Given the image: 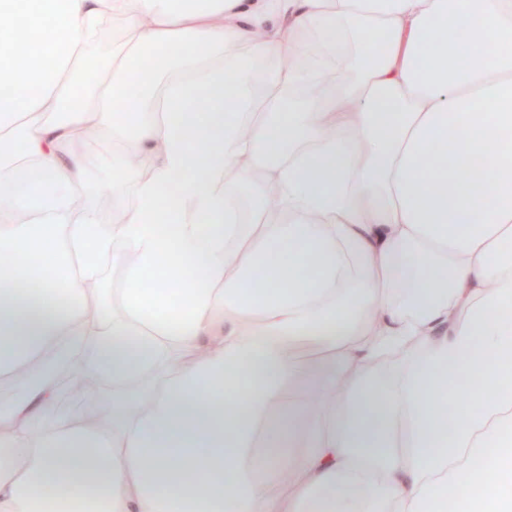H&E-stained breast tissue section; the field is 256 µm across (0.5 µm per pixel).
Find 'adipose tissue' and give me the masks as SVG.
Segmentation results:
<instances>
[{"label":"adipose tissue","instance_id":"1","mask_svg":"<svg viewBox=\"0 0 512 512\" xmlns=\"http://www.w3.org/2000/svg\"><path fill=\"white\" fill-rule=\"evenodd\" d=\"M0 15V512H512V0ZM98 137L97 131L92 128L88 127L83 130H81L77 138L81 143H79V148L90 155L98 156V157H110L112 154V141L99 137L98 140H96ZM93 143H83V142H91ZM95 181L96 190L95 195L93 196L94 202L97 204L105 219L112 221L114 217L112 207L108 208L104 214L105 209L112 206V182L110 180L108 171L103 169L98 170L96 172ZM121 279L122 269L112 264V260L104 259L101 263L100 284L103 297L108 303L112 301L113 288H120Z\"/></svg>","mask_w":512,"mask_h":512}]
</instances>
